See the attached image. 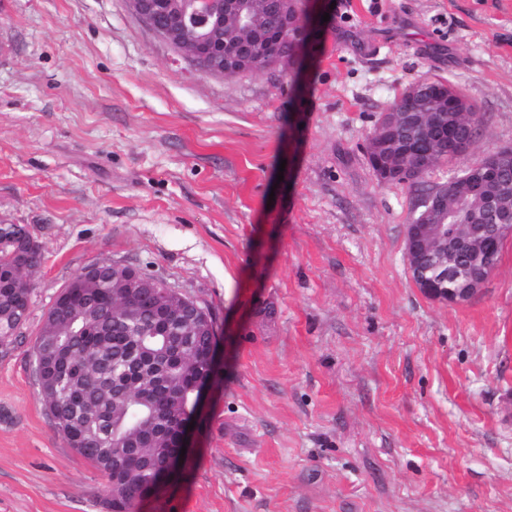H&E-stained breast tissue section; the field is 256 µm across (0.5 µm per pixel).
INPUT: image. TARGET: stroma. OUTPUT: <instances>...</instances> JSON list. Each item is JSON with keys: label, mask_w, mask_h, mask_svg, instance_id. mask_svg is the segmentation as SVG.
I'll list each match as a JSON object with an SVG mask.
<instances>
[{"label": "stroma", "mask_w": 512, "mask_h": 512, "mask_svg": "<svg viewBox=\"0 0 512 512\" xmlns=\"http://www.w3.org/2000/svg\"><path fill=\"white\" fill-rule=\"evenodd\" d=\"M300 62L191 67L127 0H0V224L41 247L0 347V512H108L32 346L116 262L213 316L215 381L137 512H512V237L470 300L411 279L424 188L512 145V0H310ZM418 79L477 104L468 154L379 182L365 148Z\"/></svg>", "instance_id": "1"}]
</instances>
